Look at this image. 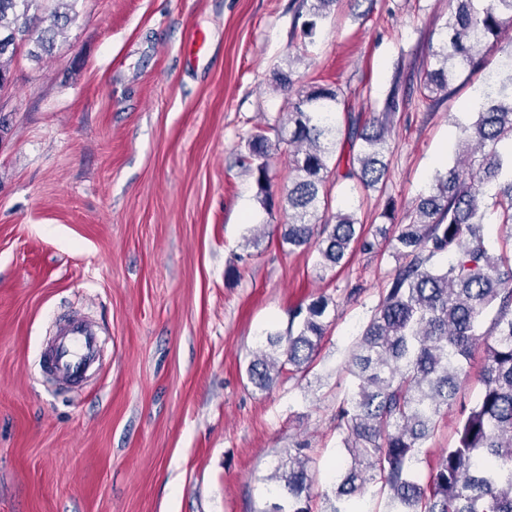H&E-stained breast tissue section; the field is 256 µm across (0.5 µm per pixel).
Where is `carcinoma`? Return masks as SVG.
I'll list each match as a JSON object with an SVG mask.
<instances>
[{"label": "carcinoma", "instance_id": "obj_1", "mask_svg": "<svg viewBox=\"0 0 512 512\" xmlns=\"http://www.w3.org/2000/svg\"><path fill=\"white\" fill-rule=\"evenodd\" d=\"M39 0H0V82L20 43L30 55L53 46L74 19L76 0L54 10L50 24L29 15ZM433 51L435 67L426 89L448 93L454 65L478 66L512 27V0H453ZM507 74L482 86L476 119L462 129L453 166L437 171L388 239L402 260L349 353L352 388L336 410L346 460L336 469L331 512H362L368 484L387 491L385 512H512V50ZM399 83L378 115L349 122L345 169L332 168L341 90L316 85L288 100L287 119L257 126L244 162L257 173L262 203L273 196L270 161L281 150L292 157L294 177L283 192L288 224L282 241L319 253V271L336 268L356 249L374 243L357 229L353 215L328 210L327 184L352 181L375 189L387 176L383 152L398 111ZM499 225L492 239L483 225ZM331 299L297 308L287 334L269 332L248 366L250 381L265 390L289 364L308 365L328 327ZM491 324L482 330L487 313ZM480 347L482 389L470 404L457 405L475 347ZM459 406L452 444L435 458L428 476L416 464L440 416ZM273 478L288 493V512H309L311 477L304 448L288 449Z\"/></svg>", "mask_w": 512, "mask_h": 512}]
</instances>
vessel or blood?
Here are the masks:
<instances>
[{
    "mask_svg": "<svg viewBox=\"0 0 512 512\" xmlns=\"http://www.w3.org/2000/svg\"><path fill=\"white\" fill-rule=\"evenodd\" d=\"M100 357L97 326L73 314L56 323L52 342L42 353L41 369L57 380L77 383L97 368Z\"/></svg>",
    "mask_w": 512,
    "mask_h": 512,
    "instance_id": "b4317fda",
    "label": "vessel or blood"
}]
</instances>
